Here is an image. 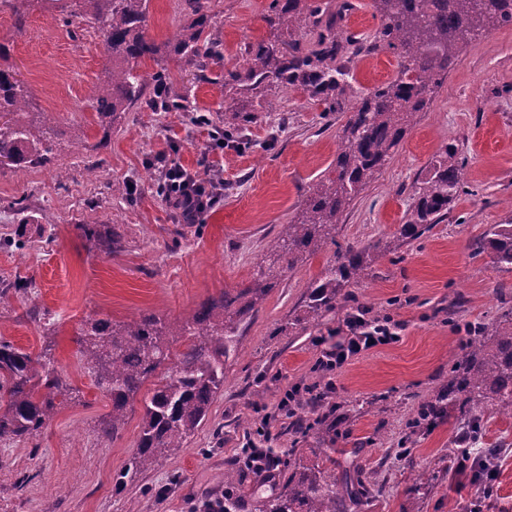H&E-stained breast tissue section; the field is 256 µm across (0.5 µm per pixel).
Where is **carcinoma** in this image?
<instances>
[{
  "label": "carcinoma",
  "mask_w": 512,
  "mask_h": 512,
  "mask_svg": "<svg viewBox=\"0 0 512 512\" xmlns=\"http://www.w3.org/2000/svg\"><path fill=\"white\" fill-rule=\"evenodd\" d=\"M34 0H7L17 29L26 24ZM68 25H85L101 34L106 65L103 79L89 97L96 123L108 133L134 105L144 103L158 112H185V97L167 69L139 71L140 62L161 51L147 35L149 0H51ZM381 24L367 50H389L400 59L399 76L374 87L350 112L338 135L336 159L329 174L311 185L306 208L285 235L268 245L263 265L250 285L223 291L204 302L191 316L170 321L154 313L129 322L97 319L82 333L79 355L95 384L112 399V421L105 434L115 435L125 424L129 401L144 382L160 375L152 394L143 400L137 448L129 472L155 467L183 448L206 418L218 393L224 390V362L237 348L239 329L251 319L258 302L283 274L298 263L336 243V226L352 201L397 151L405 129L429 103V94L448 74L449 66L469 46L478 28L512 24V0H495L484 9L479 0H374ZM325 0H271L267 21L288 29V44L261 40L249 49L245 72H231L227 85L249 93L263 85L300 86L326 102L324 112L344 111L353 96L348 73L328 66L340 54L362 45L354 36L337 34L336 20ZM316 35V48L306 50L300 36ZM173 51L188 62L222 60L220 40L192 23L168 39ZM9 49L0 44V169L26 171L53 162L63 140L78 147L86 131L59 128L50 112L29 111L27 84L8 64ZM463 160L459 148L446 145L428 174L416 181L413 206L405 214L399 235L414 237L441 223L454 207L462 187ZM88 240L112 252V235L99 224H82ZM496 268L512 273V219L495 224L484 234ZM384 252L380 243L334 252V263L307 286L304 316L317 319L336 306L346 289L363 280L370 265ZM475 336L457 359L448 385L421 403L419 418L460 422L456 448L448 451V473L471 469L473 482L491 487L483 476L497 450L484 449V464L467 466V446L476 439L488 411L512 414V311L496 321L473 328ZM185 337L187 347L174 363L170 340ZM70 390L51 365L48 351L37 355L0 340V439L34 437L47 425L54 400ZM329 465H308L299 454L288 463V480L266 498L262 512H347L336 489V459Z\"/></svg>",
  "instance_id": "obj_1"
}]
</instances>
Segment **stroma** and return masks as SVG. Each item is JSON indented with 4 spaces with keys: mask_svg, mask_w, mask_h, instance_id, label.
<instances>
[{
    "mask_svg": "<svg viewBox=\"0 0 512 512\" xmlns=\"http://www.w3.org/2000/svg\"><path fill=\"white\" fill-rule=\"evenodd\" d=\"M269 0H213L205 29L224 42V59L183 64L166 52L145 70L167 67L191 107L212 125L189 124L184 113L135 105L110 134L93 123L86 105L105 60L100 33L73 39L49 0H35L24 30L0 12V42L31 88V111L53 113L61 127L82 124L80 151L64 150L51 164L18 175L0 172V339L35 354L50 350L59 376L71 386L58 396L50 421L34 438L0 442V512H206L233 490L239 512H262L264 500L288 477V451L323 458L315 416L296 407L278 415L287 390H330L338 409L336 477L344 490L363 482L350 512H469L470 475L448 477V448L459 426L446 420L417 424L424 398L443 388L468 326L512 309V275L497 272L490 254L472 244L491 225L512 218V26L475 31L467 52L448 70L414 117L391 159L351 203L336 230L337 248L387 241L362 285L340 296L321 319L296 323L308 283L324 271V251L287 271L259 301L224 365V390L207 419L178 453L124 486L115 476L137 448L142 404L131 401L117 437L102 433L112 416L110 397L85 372L77 341L85 323L126 321L144 313L183 319L225 290L255 276L270 241L296 221L308 186L327 175L336 158L341 121L326 124L325 104L300 87L270 85L247 95L224 90L228 73L246 69L249 45L287 40L264 19ZM188 0H150L148 35L164 42L194 21ZM357 94L394 79L397 57L362 52L346 64ZM277 111L264 108L266 101ZM238 112L248 148H218L213 128ZM458 145L464 187L448 217L414 240L398 229L414 181L447 143ZM176 162L205 177L220 171L218 202L199 223H181L156 192L157 176ZM95 178H88V169ZM67 180H58V172ZM115 180L136 183L131 199L109 195ZM23 200L19 217L15 200ZM87 220L109 225L112 252L87 241ZM27 293L12 292L16 281ZM387 318L398 338L353 357L340 370H318L322 346L346 335L356 308ZM271 414V448L278 466L257 474L236 454ZM485 441L505 444L484 512H512V417L495 414ZM234 474V487L225 477Z\"/></svg>",
    "mask_w": 512,
    "mask_h": 512,
    "instance_id": "stroma-1",
    "label": "stroma"
}]
</instances>
